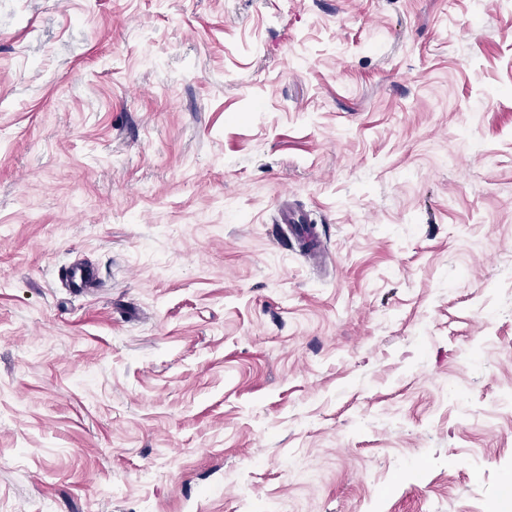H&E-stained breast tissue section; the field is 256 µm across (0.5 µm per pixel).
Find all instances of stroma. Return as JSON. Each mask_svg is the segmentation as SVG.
Listing matches in <instances>:
<instances>
[{"instance_id":"stroma-1","label":"stroma","mask_w":512,"mask_h":512,"mask_svg":"<svg viewBox=\"0 0 512 512\" xmlns=\"http://www.w3.org/2000/svg\"><path fill=\"white\" fill-rule=\"evenodd\" d=\"M510 481L512 0H0V512ZM72 290L89 293L98 288V274L95 268L85 265L69 266L64 273Z\"/></svg>"}]
</instances>
